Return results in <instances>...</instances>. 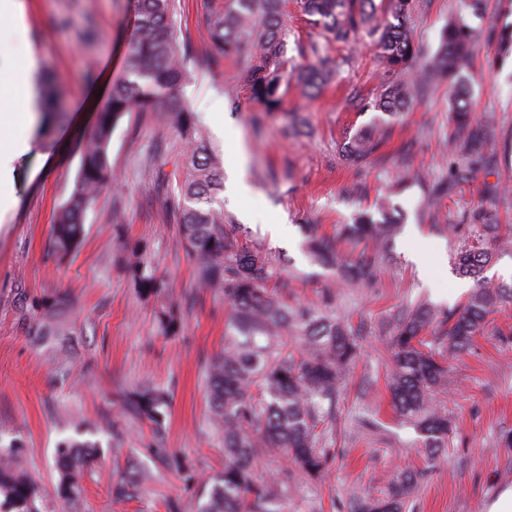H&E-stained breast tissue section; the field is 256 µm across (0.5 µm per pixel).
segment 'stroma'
Returning <instances> with one entry per match:
<instances>
[{
    "instance_id": "stroma-1",
    "label": "stroma",
    "mask_w": 512,
    "mask_h": 512,
    "mask_svg": "<svg viewBox=\"0 0 512 512\" xmlns=\"http://www.w3.org/2000/svg\"><path fill=\"white\" fill-rule=\"evenodd\" d=\"M24 4L27 38L0 32V50L18 71L27 57L36 58L39 74H51L66 90L67 119L50 135L31 133L30 151L15 163L16 203L0 217V441L18 442V466L37 479L46 512H165L171 498L181 499L184 512H197V496L151 456L148 426L120 410L124 390L167 388V447L196 468L199 485L223 471L222 444L208 422L205 369L224 347V298L198 286L191 260L162 217V200L151 192L157 168L174 172L178 160L170 125L149 113L123 117L109 150L116 189L103 191L89 208L75 255L60 264L50 254L51 225L73 191L80 145L113 84L126 75L129 0ZM462 8L463 0H412L409 26L422 56L435 52L442 27ZM286 18L287 55L306 63L318 35L300 0H288ZM175 21L194 49L180 97L199 113L224 159L225 222L240 225L253 244L287 261L289 298L318 307L331 293L337 317L361 330L360 353L336 398V460L321 483L290 479L287 512H350L355 497L387 491L406 468L426 472L406 512H486L502 489L512 487V448L501 442L512 433V305L492 315L451 361L448 383L436 396L451 430L434 467L418 455L421 437L397 415L387 389L389 338L399 311L424 301L448 312L466 301L462 295L441 299L438 291L460 281L454 271L459 239L447 227L480 205L479 182L462 186L434 212L427 186L412 184L398 198L401 230L384 251L345 245L350 259L379 257L381 273L368 287L325 290L333 272L313 265L302 249L304 225L329 232L352 223L357 211L374 209L396 173H446L451 86L435 83L391 124L385 147L390 163L367 165L366 194L350 201L342 189L354 180L355 168L341 146L376 115L361 109L360 100H374L389 80L369 39L348 53L327 44L328 55L343 62L335 81L314 98L290 88L282 113L271 116L245 88L251 48L221 62L209 57L204 0H175ZM465 73L475 113L495 123L499 146L510 149L488 180L512 187V54H499L480 36ZM290 112L302 122L294 135L283 130ZM273 224L286 225V234L272 237ZM138 239L147 240L151 262L181 303L183 326L176 335L161 334L153 302L126 277L122 243ZM56 292L71 301L72 351L35 344L26 334V299ZM112 422L124 433L123 458L151 475L141 500L112 496L117 475L106 429ZM79 429L92 433L102 450L71 505L57 496L54 449Z\"/></svg>"
}]
</instances>
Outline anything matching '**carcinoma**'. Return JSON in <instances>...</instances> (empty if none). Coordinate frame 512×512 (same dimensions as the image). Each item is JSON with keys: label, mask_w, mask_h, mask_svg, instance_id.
<instances>
[{"label": "carcinoma", "mask_w": 512, "mask_h": 512, "mask_svg": "<svg viewBox=\"0 0 512 512\" xmlns=\"http://www.w3.org/2000/svg\"><path fill=\"white\" fill-rule=\"evenodd\" d=\"M131 34L126 53V79L112 87V94L97 114L92 132L83 141L74 189L60 207L51 227V252L63 261L80 245L86 212L101 191L112 186L109 148L112 133L132 112H158L163 104L173 116L180 142L178 167L184 177L177 190L160 175L152 184L164 199L166 221L174 225L178 239L192 258L196 279L205 288L224 294L228 306L224 350L208 369L210 421L224 447V471L201 492L197 512H283L288 481L276 477L257 479L253 463L260 455L285 454L310 482L322 480L336 449L318 426L333 412L336 396L349 366L359 354V344L347 324L329 311H317L290 303L270 286L287 288L285 268L256 246L238 243L235 226L224 223V208L217 195L224 180V162L209 145L195 112L178 101L180 86L189 75L187 48L174 21V0H131ZM284 0H222L210 5L207 44L213 59L221 60L253 47L247 70L250 99L267 112L282 108L290 84L309 97L320 94L332 79L334 65L323 54L321 43L312 42L314 61L305 67L286 69L287 32ZM310 24L327 42L349 46L360 36L378 47L390 74L389 84L369 107L394 117L409 108L422 87L437 80L453 83L448 119V179L429 188L437 202L457 186L470 183L479 172H491L498 161L497 134L472 110L467 64L477 34L465 15L448 21L439 46L421 67L408 26L409 0H303ZM65 102L63 91L45 79L39 133L53 125ZM388 128L374 123L356 131L343 143L346 160L360 167L373 159L386 164L381 148ZM389 198L378 204L383 218L362 214L354 224H342L336 232L320 234L307 225L306 252L311 261L336 272L350 284H365L376 274L365 260L357 264L339 250L343 241H373L382 246L399 231L389 215ZM452 228L461 238L455 268L472 278L476 287L455 312L438 313L422 302L398 315L390 344L392 367L389 392L396 413L413 423L423 436L422 452L433 462L447 445L448 416L434 403L448 377V360L465 350L483 330L489 316L512 304V285L483 280L493 258L512 249V229L502 227L492 212L479 206L465 223ZM148 242L125 244L124 269L139 295L154 302L161 333L173 336L181 317L158 270L146 259ZM26 333L33 342L63 340L70 300L65 293L34 298L25 304ZM436 329L434 340L424 333ZM170 405L168 392L155 385H139L122 396L124 411L150 425L155 443L151 450L167 464L183 472L188 488L197 484L195 472L163 447L165 420ZM19 445L0 444V512H42L38 483L17 469ZM101 445L84 433L60 441L55 450L57 493L74 502L81 493V471L92 467ZM423 470L399 472L381 496L353 500L351 512H405V504L424 476ZM141 475L129 467L115 483L118 500L139 496Z\"/></svg>", "instance_id": "1"}]
</instances>
